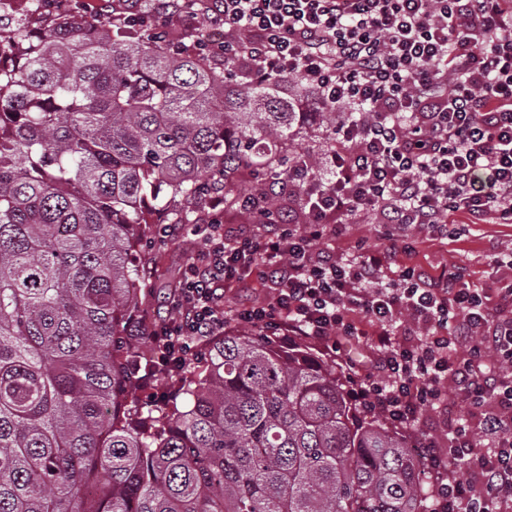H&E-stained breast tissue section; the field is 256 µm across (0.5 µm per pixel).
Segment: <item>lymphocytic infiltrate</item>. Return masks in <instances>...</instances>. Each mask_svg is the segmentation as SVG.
Here are the masks:
<instances>
[{
  "label": "lymphocytic infiltrate",
  "instance_id": "obj_1",
  "mask_svg": "<svg viewBox=\"0 0 512 512\" xmlns=\"http://www.w3.org/2000/svg\"><path fill=\"white\" fill-rule=\"evenodd\" d=\"M194 6L114 0L112 18L155 34L193 26ZM208 10L224 38H197L199 54L249 82L301 78L303 111L337 113L329 173L303 163L279 181L284 196L302 191L298 225L269 210L264 186L241 199L261 234L225 241L211 212L168 320L130 327L149 343L144 384L189 366L230 319L336 353L362 336V315L372 357L343 360L353 402L412 435L446 405L449 381L479 418L460 422L448 447L419 441L427 512H512V284L479 290L460 266L436 277L394 266L410 227L443 233L457 214L512 224V0H210ZM370 213L386 226L380 245L345 260L318 250ZM390 268L394 283L380 285ZM255 275L271 282L264 300L226 318L225 285ZM489 348L500 364L485 365ZM475 428L486 447L471 440Z\"/></svg>",
  "mask_w": 512,
  "mask_h": 512
}]
</instances>
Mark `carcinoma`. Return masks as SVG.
<instances>
[{
  "instance_id": "1",
  "label": "carcinoma",
  "mask_w": 512,
  "mask_h": 512,
  "mask_svg": "<svg viewBox=\"0 0 512 512\" xmlns=\"http://www.w3.org/2000/svg\"><path fill=\"white\" fill-rule=\"evenodd\" d=\"M2 41L0 512H425L412 445L308 346L227 332L153 432L132 422L142 207L205 179L237 207L239 169L287 175L300 126L336 113L108 14Z\"/></svg>"
}]
</instances>
